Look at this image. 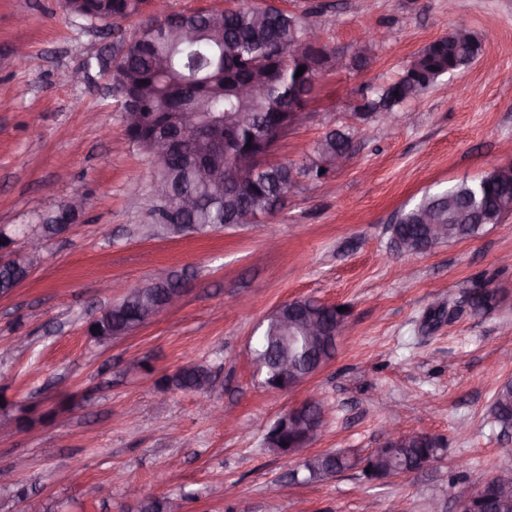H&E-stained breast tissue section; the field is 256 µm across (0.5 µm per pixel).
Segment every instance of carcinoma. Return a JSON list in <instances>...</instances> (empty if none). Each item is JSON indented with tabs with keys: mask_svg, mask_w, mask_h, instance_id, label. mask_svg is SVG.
<instances>
[{
	"mask_svg": "<svg viewBox=\"0 0 512 512\" xmlns=\"http://www.w3.org/2000/svg\"><path fill=\"white\" fill-rule=\"evenodd\" d=\"M69 12L94 14L105 27L121 30V23L142 13L145 0H63ZM155 37L150 43L136 39L122 44L115 53L112 83L116 98L122 89H139L148 112H171L176 99L188 102L200 116L187 134L183 150L164 162H153L154 176L162 189L172 191L170 208L157 210L161 224H196L210 228L235 224L245 213L271 214L278 200L295 183L297 176L319 179L321 168L332 158L348 155L351 138L342 130H331L316 144L319 163L302 170L286 164H268L243 181L224 185L218 196L201 180L203 168L224 171L233 165V155L224 149V124L233 121V113L245 112L250 123L236 134V142L249 144V136L279 123L283 114L304 101L314 90L311 76H296L300 65L290 57L298 39L304 35L305 22L298 16L274 6L243 4L235 8L201 14L179 13L173 17L153 18ZM192 32L186 39L183 33ZM483 38L467 32L463 40L453 31L425 47L393 82L364 96L352 106L360 118L393 112L395 107L423 94L445 75L467 70L478 58ZM252 79L258 85L255 95L239 97L233 81ZM512 206V171L493 169L477 179L455 183L425 193L409 208L399 212L393 226L392 241L424 245L430 225L427 216L446 226L445 241L476 238L489 224L501 221ZM497 301L494 290L482 285L473 290L471 305L485 313ZM309 308L325 326L334 325L328 310L316 307L313 300L293 303L282 314H295ZM136 318V310L116 303L111 330L117 331ZM252 356L260 365L263 378L272 376L281 360L288 359L296 374L303 376L329 352L294 332L283 337L280 317H268L252 337ZM168 388L191 391L207 386V368L187 363L163 376ZM491 417L501 433L512 432V380L497 388ZM423 454L438 455L436 448H424L407 438L398 456L376 462L380 469L392 465L407 467ZM348 463L332 454H318L303 465L305 480L320 481L346 469Z\"/></svg>",
	"mask_w": 512,
	"mask_h": 512,
	"instance_id": "obj_1",
	"label": "carcinoma"
}]
</instances>
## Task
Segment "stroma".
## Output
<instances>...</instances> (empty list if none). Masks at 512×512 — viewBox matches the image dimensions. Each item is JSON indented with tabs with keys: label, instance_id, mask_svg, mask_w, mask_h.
Segmentation results:
<instances>
[{
	"label": "stroma",
	"instance_id": "1",
	"mask_svg": "<svg viewBox=\"0 0 512 512\" xmlns=\"http://www.w3.org/2000/svg\"><path fill=\"white\" fill-rule=\"evenodd\" d=\"M318 22L335 56L305 114L271 162L305 168L331 129L351 134L352 158L323 180L299 176L275 213L206 235L150 233L149 158L126 136L112 80L88 59L113 53L121 33L77 19L62 0H0V232L18 237L74 195L87 206L50 241L41 265L0 296V512H136L138 499L184 512H455L458 497L512 468V437L490 417L512 379V215L476 239L438 245L406 263L389 225L425 191L512 166V0H258ZM466 26L484 37L463 73L440 78L392 121L351 105L396 79L430 42ZM31 57L20 65L16 46ZM369 47L360 70L350 59ZM86 69L73 84L65 73ZM457 84L458 94L448 92ZM186 278L179 307L130 335L91 338L100 309L160 273ZM112 282V293L102 289ZM497 301L434 319L474 283ZM313 298L347 309L335 355L294 390L273 394L248 352L278 304ZM144 360L132 371L129 358ZM188 362L205 364L208 395L162 386ZM319 398L316 440L294 456L264 443L274 421ZM232 414L207 417L202 404ZM442 443L429 467L368 479L362 459L393 425ZM321 453L357 463L304 482ZM294 484L269 501L267 487Z\"/></svg>",
	"mask_w": 512,
	"mask_h": 512
}]
</instances>
